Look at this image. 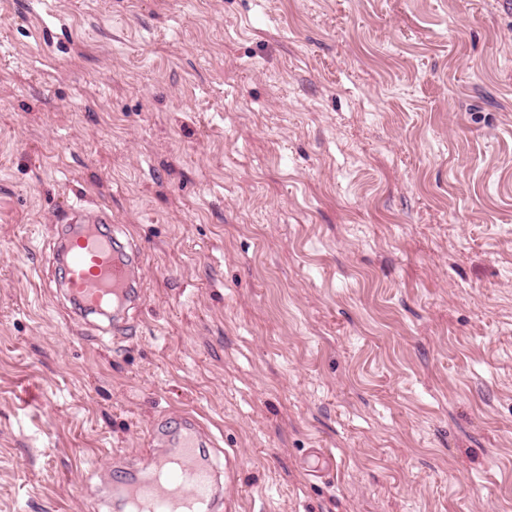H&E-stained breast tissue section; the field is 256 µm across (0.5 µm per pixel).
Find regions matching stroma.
Instances as JSON below:
<instances>
[{
    "label": "stroma",
    "mask_w": 512,
    "mask_h": 512,
    "mask_svg": "<svg viewBox=\"0 0 512 512\" xmlns=\"http://www.w3.org/2000/svg\"><path fill=\"white\" fill-rule=\"evenodd\" d=\"M0 0V512H119L192 413L211 512H512V10ZM111 215L144 298L59 293Z\"/></svg>",
    "instance_id": "obj_1"
}]
</instances>
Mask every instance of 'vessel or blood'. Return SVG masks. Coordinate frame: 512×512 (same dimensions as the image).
Wrapping results in <instances>:
<instances>
[{
	"label": "vessel or blood",
	"instance_id": "obj_1",
	"mask_svg": "<svg viewBox=\"0 0 512 512\" xmlns=\"http://www.w3.org/2000/svg\"><path fill=\"white\" fill-rule=\"evenodd\" d=\"M81 212L74 206L59 219L64 293L79 315L115 319L126 303L141 297L135 275L141 258L118 250L107 214L85 219ZM197 434L195 423L187 422L176 454L156 458L151 478L121 484L130 512H205L212 501V473L197 454Z\"/></svg>",
	"mask_w": 512,
	"mask_h": 512
}]
</instances>
